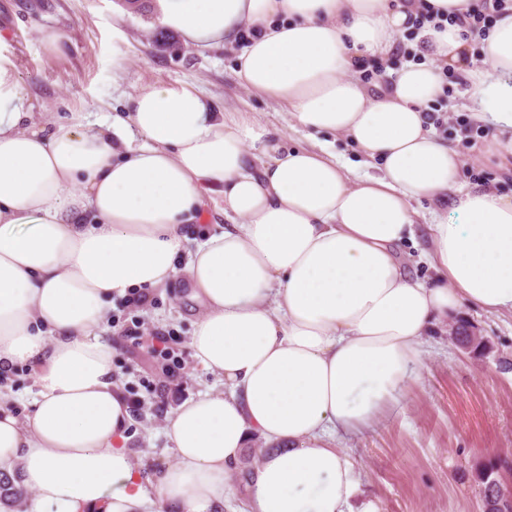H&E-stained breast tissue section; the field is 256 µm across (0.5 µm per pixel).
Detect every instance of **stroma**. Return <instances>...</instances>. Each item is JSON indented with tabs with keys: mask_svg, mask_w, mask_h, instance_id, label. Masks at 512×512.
Listing matches in <instances>:
<instances>
[{
	"mask_svg": "<svg viewBox=\"0 0 512 512\" xmlns=\"http://www.w3.org/2000/svg\"><path fill=\"white\" fill-rule=\"evenodd\" d=\"M158 0L145 11L123 0H0V33L11 40L17 69L37 111L64 122L76 112L123 110L130 95L160 85L193 83L211 96L215 111L240 108L260 113L280 129L286 145H305L285 107L248 91L236 75L241 44L203 48L185 44L155 21ZM61 37L59 53H47V34ZM468 78L457 72L441 104L439 136L463 155L461 181L512 194V155L494 148L492 137L472 139L464 110ZM182 286L154 290L155 303L132 310L116 303L121 325L109 329L112 368L127 398L133 423L130 446L146 477L174 456L166 435L170 409L222 382L205 370L190 346L198 305ZM462 317L492 344L476 356L448 341L424 358L418 380L409 384L398 416L349 440L350 457L361 473L354 495L362 512H481L475 466L502 464L500 477L512 489V316L464 308ZM139 321L141 334L167 338L183 358L173 377L162 373L154 353L123 336ZM174 389L166 408H157L155 387ZM37 392L35 372L16 366L0 378V396L25 416Z\"/></svg>",
	"mask_w": 512,
	"mask_h": 512,
	"instance_id": "stroma-1",
	"label": "stroma"
}]
</instances>
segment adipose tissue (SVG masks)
I'll list each match as a JSON object with an SVG mask.
<instances>
[{
    "label": "adipose tissue",
    "instance_id": "adipose-tissue-1",
    "mask_svg": "<svg viewBox=\"0 0 512 512\" xmlns=\"http://www.w3.org/2000/svg\"><path fill=\"white\" fill-rule=\"evenodd\" d=\"M416 0H160L184 41L231 44L249 90L331 142L282 148L248 112H218L190 83L130 96L124 115L38 121L0 34V371L33 366L27 420L0 408V470L33 490L28 512H222L232 469L245 512H355L344 441L398 414L429 349L462 306L512 314V196L461 184L460 153L433 132L443 71L465 107L512 132V5L479 50L425 27L428 61L362 67L411 27ZM223 200L229 223L186 251L183 225ZM433 214L414 277L398 250L418 202ZM184 279L201 308L190 345L224 389L176 406L174 452L148 484L129 448L130 406L103 335L114 299ZM267 449L244 465L252 438Z\"/></svg>",
    "mask_w": 512,
    "mask_h": 512
}]
</instances>
